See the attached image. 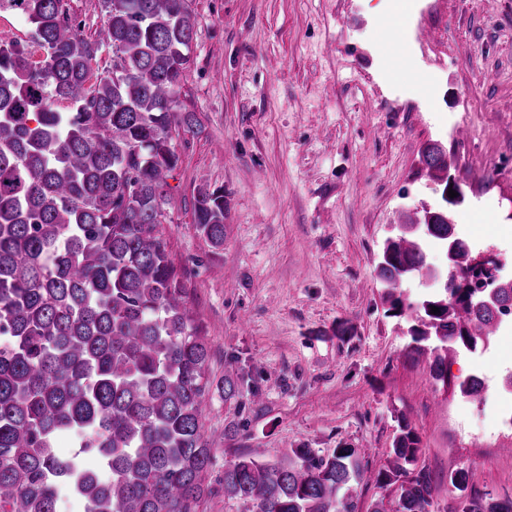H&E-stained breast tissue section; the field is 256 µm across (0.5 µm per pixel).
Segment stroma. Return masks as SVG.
<instances>
[{
	"label": "stroma",
	"mask_w": 512,
	"mask_h": 512,
	"mask_svg": "<svg viewBox=\"0 0 512 512\" xmlns=\"http://www.w3.org/2000/svg\"><path fill=\"white\" fill-rule=\"evenodd\" d=\"M393 8L191 2L180 103L198 125L173 140L180 161L159 230L185 271L209 374L236 384L203 408L217 443L199 512H241L217 489L241 454L363 447L377 470L401 415L435 479V512H454L447 476L460 467L474 490L512 497V325L486 352L449 357L448 382L436 383L376 279L393 225L436 198L419 162L430 142L466 191L459 230L512 277V0H409L407 24L391 29ZM421 26L432 40H417ZM205 185L224 190L219 251L192 224ZM477 372L486 387L474 403L458 385Z\"/></svg>",
	"instance_id": "obj_1"
}]
</instances>
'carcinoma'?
Listing matches in <instances>:
<instances>
[{
	"mask_svg": "<svg viewBox=\"0 0 512 512\" xmlns=\"http://www.w3.org/2000/svg\"><path fill=\"white\" fill-rule=\"evenodd\" d=\"M31 41H0V512H57L71 497L87 512H195L214 441L203 405L209 350L183 275L159 231L167 179L179 163L173 133L197 125L178 111L191 63V0H102L103 29L84 37L63 0H5ZM112 51V68L93 61ZM55 101L68 103L59 112ZM428 176L457 197L395 225L377 265L389 312L411 319L417 353L448 383V355L490 344L512 309V278L459 235L462 205L448 154L422 152ZM224 188L199 189L195 231L224 248ZM447 259L435 271L426 247ZM440 287L411 299L404 284ZM439 313H431V307ZM375 484L395 512H433L435 487L405 417ZM68 441L99 466L57 453ZM365 448L241 455L224 469V498L245 512H361ZM454 512H512V499L469 489L448 471Z\"/></svg>",
	"mask_w": 512,
	"mask_h": 512,
	"instance_id": "carcinoma-1",
	"label": "carcinoma"
}]
</instances>
